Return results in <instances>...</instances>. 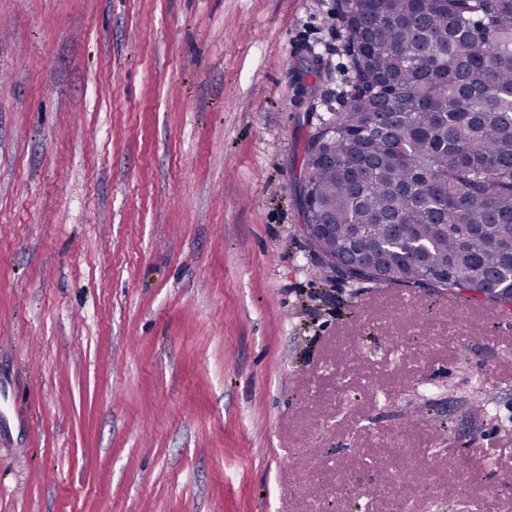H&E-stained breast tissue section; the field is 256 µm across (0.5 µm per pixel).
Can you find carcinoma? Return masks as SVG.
<instances>
[{"label": "carcinoma", "mask_w": 512, "mask_h": 512, "mask_svg": "<svg viewBox=\"0 0 512 512\" xmlns=\"http://www.w3.org/2000/svg\"><path fill=\"white\" fill-rule=\"evenodd\" d=\"M339 107L303 148L320 272L512 305V0H341ZM448 271L443 281L437 273Z\"/></svg>", "instance_id": "cac0c4a2"}]
</instances>
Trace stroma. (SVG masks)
Returning <instances> with one entry per match:
<instances>
[{"instance_id": "35a3bbf8", "label": "stroma", "mask_w": 512, "mask_h": 512, "mask_svg": "<svg viewBox=\"0 0 512 512\" xmlns=\"http://www.w3.org/2000/svg\"><path fill=\"white\" fill-rule=\"evenodd\" d=\"M339 4L0 0V512H512V324L300 230Z\"/></svg>"}]
</instances>
